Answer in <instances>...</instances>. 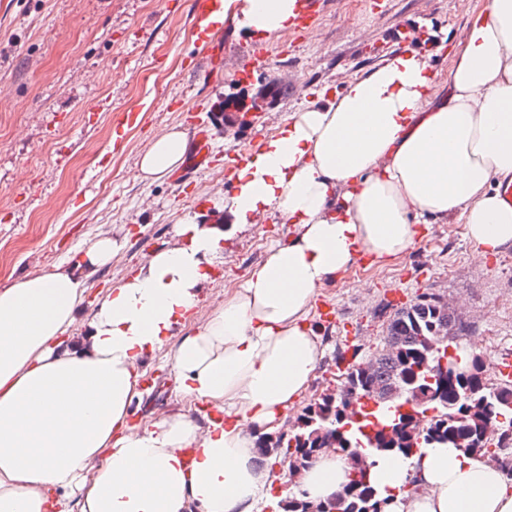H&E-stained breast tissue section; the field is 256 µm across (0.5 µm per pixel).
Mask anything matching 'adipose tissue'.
<instances>
[{"instance_id":"obj_1","label":"adipose tissue","mask_w":512,"mask_h":512,"mask_svg":"<svg viewBox=\"0 0 512 512\" xmlns=\"http://www.w3.org/2000/svg\"><path fill=\"white\" fill-rule=\"evenodd\" d=\"M251 34L288 28L298 0H222ZM512 0H488L458 44L447 84L405 51L335 96L289 115L236 173L217 211L234 225L275 213L288 241L252 268L194 333L172 337L198 308L199 286L224 251L223 225L190 217L171 247L78 317L87 284L120 240L100 234L76 261L0 287V512H260L278 481L259 464L256 433L273 430L306 392L321 355L309 323L318 291L362 254L395 257L419 227L464 220L476 249L512 248ZM189 148L172 127L141 155L136 176L168 177ZM185 393L223 414L199 425L173 414L129 425L143 358L166 343ZM196 456L185 463L181 451ZM385 512H512V477L456 449L370 456ZM419 489L404 492L411 478ZM344 458L324 450L296 492L331 499Z\"/></svg>"}]
</instances>
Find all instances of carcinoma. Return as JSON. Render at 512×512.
Listing matches in <instances>:
<instances>
[{
    "label": "carcinoma",
    "mask_w": 512,
    "mask_h": 512,
    "mask_svg": "<svg viewBox=\"0 0 512 512\" xmlns=\"http://www.w3.org/2000/svg\"><path fill=\"white\" fill-rule=\"evenodd\" d=\"M448 335L440 343L439 332ZM462 324L442 297L430 294L396 310L389 318L383 344L370 359L345 371L356 401L376 399L393 413L382 420L354 419L346 401L326 391L304 406L290 433L257 452L267 458L282 455L288 471L311 467L328 435L342 430L338 450L348 464L347 482L336 501L311 503L293 492L278 502L281 512H382L385 500L371 480L367 453L403 455L414 449L446 445L472 458L503 465L501 452L512 447V383L461 380L437 372L440 358L454 342ZM499 426L494 443L484 440L487 423Z\"/></svg>",
    "instance_id": "cac0c4a2"
}]
</instances>
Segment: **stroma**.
Instances as JSON below:
<instances>
[{
    "label": "stroma",
    "instance_id": "stroma-1",
    "mask_svg": "<svg viewBox=\"0 0 512 512\" xmlns=\"http://www.w3.org/2000/svg\"><path fill=\"white\" fill-rule=\"evenodd\" d=\"M487 0H314L309 31L257 39L226 25L216 37L241 52L264 43L269 65L247 78L234 59L211 67L196 40L189 0H0V287L16 277L44 274L78 258L101 233L125 246L89 282L82 317L97 298L150 252L171 246L172 227L193 215L212 219L216 186L232 190L233 158L259 146L324 89L362 77L401 52L397 25L423 26L436 49L419 47L439 81H447L458 38ZM285 82L276 103L249 122L222 131L211 110L220 98L255 94L272 78ZM139 122L114 139L123 112ZM208 132L209 154L194 168L179 166L149 183L135 180L136 164L165 129ZM291 225L266 217L227 232L224 257L201 287L193 333L225 293L238 289L269 248L287 241ZM501 256L477 255L462 219L430 225L416 245L381 261L365 257L321 290L310 324L320 337L319 359L305 400L337 385V356L370 358L382 345L390 315L424 294L451 302L463 337L495 378L498 355L512 349V269ZM147 382L130 421L146 426L168 415L193 414L167 351L146 358Z\"/></svg>",
    "mask_w": 512,
    "mask_h": 512
}]
</instances>
